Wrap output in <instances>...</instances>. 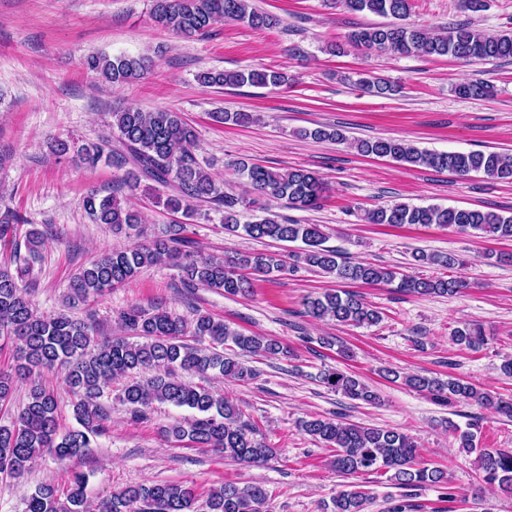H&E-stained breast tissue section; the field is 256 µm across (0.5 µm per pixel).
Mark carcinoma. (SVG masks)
I'll return each instance as SVG.
<instances>
[{
	"mask_svg": "<svg viewBox=\"0 0 512 512\" xmlns=\"http://www.w3.org/2000/svg\"><path fill=\"white\" fill-rule=\"evenodd\" d=\"M353 12H369L392 17L388 24L360 27L351 32L349 42L356 47L399 55L453 56L469 61L512 59V31L485 34L466 25L427 29L407 21L409 0H336ZM151 19L159 28L184 38L207 34L214 23L238 21L254 29H268L278 20L259 10L252 0H153ZM85 66L112 84H127L147 75L154 66L148 56L110 57L91 55ZM206 87L279 88L289 82L280 70H209L199 76ZM355 84L369 94L386 96L395 86L379 77H360ZM463 98H483L493 88L483 80H472L454 87ZM116 137H103L81 146L77 158L94 168L101 162L126 169L121 185L136 188L141 181L159 184L168 190L158 195L155 204L191 217L197 208L208 206L224 210V232L253 240L271 239L306 245L296 261L316 268L336 282L377 285L396 284L406 294L419 296L451 295L467 287L460 278H422L401 273L371 262H351L334 249L323 246L325 235L318 224L285 222L266 209L242 220L238 210L241 198L224 191L199 162L195 151L196 133L181 113L170 109L145 112L128 105L112 112ZM302 135L321 141L341 142L338 129L319 125ZM119 148L112 149V142ZM360 154L390 158L411 166L447 170L459 177L482 172L490 179L512 181V160L495 152H438L419 149L404 140L377 138L356 143ZM235 169L246 180L249 191L270 198L283 207L309 210L319 204L325 191L321 176L310 169L291 167L273 171L241 160ZM84 209L97 224H107L115 232L135 230L144 235L138 211L118 197V190L105 193L90 190ZM369 224H404L471 231L480 238L512 240V214L438 205L416 206L396 203L365 214ZM43 232L29 230L25 239L17 238V217L6 210L0 214V249L13 256L26 249L36 256ZM416 262L453 269L465 260L453 254L413 255ZM172 265L179 270L187 288H208L228 296L247 297L252 293L250 274L269 275L285 269L278 254L242 253L218 259L204 257L193 247L187 225L172 224L142 243L106 251L83 266L70 284V299L86 303L90 299L135 279L143 269ZM305 313L316 320L342 325L371 326L381 320L380 312L362 296L336 289L304 301ZM124 336L98 338L89 321L67 313L40 314L24 295L19 276L7 264H0V352L9 350L12 364L0 368V406L11 401L15 384L30 381L28 400L12 417L0 425V474L23 475L37 459L50 454L63 460L94 447L105 431L108 413L102 398L110 392L112 380L132 376L122 388L120 401L136 416H144L153 404L187 408L192 415L170 424L168 438L195 448H211L224 458L246 464L269 460L275 449L259 438L254 423L243 418L228 399L193 386L182 374L216 376L248 381L254 370L243 356L286 355L280 341L266 336H246L208 313L195 311L191 320L172 315L157 305L131 307L120 315ZM453 341L477 351L485 343L480 327L466 324L453 331ZM233 345L238 351L225 352ZM383 377H402L404 385L425 392L447 403L474 402L496 413L512 417V398L494 396L459 378L446 381L421 373L399 375L391 368L380 370ZM61 374L75 396L72 404L77 426L61 434L57 427L58 401L49 388L33 376ZM321 382L334 392L365 404H376L380 394L360 378L341 370H328ZM299 428L313 439L334 449L330 464L349 479L336 492L326 512H365L368 495L350 478L386 470L390 479L403 488H417L447 482V473L419 462V449L406 433L380 429L335 418L302 419ZM448 431L460 447L478 452L482 480L512 493V448H476V435L448 422ZM87 476L76 473L67 489L42 484L26 501L25 512H89L86 509ZM267 490L260 484L238 486L224 483L209 491V512H264ZM199 494L190 485L148 482L129 486L98 502L94 512H199Z\"/></svg>",
	"mask_w": 512,
	"mask_h": 512,
	"instance_id": "cac0c4a2",
	"label": "carcinoma"
}]
</instances>
